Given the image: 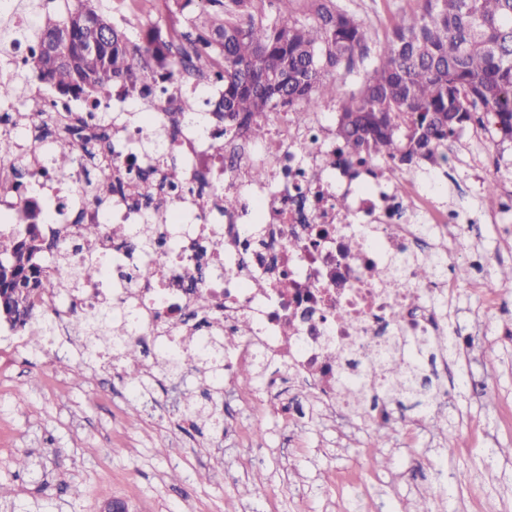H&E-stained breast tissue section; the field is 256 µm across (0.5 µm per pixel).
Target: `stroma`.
Listing matches in <instances>:
<instances>
[{
	"mask_svg": "<svg viewBox=\"0 0 512 512\" xmlns=\"http://www.w3.org/2000/svg\"><path fill=\"white\" fill-rule=\"evenodd\" d=\"M384 41L394 14L416 0H350ZM483 269L469 256L464 291L447 317L448 334L469 345L447 366L425 361L440 386L436 404L392 408L377 440L375 424L327 415L301 387L281 382V400L300 412L273 409L256 417L241 407L257 386L224 390L223 423L179 416L199 397L200 375L153 386L156 408L143 412L111 356L95 357L74 378L66 363L10 353L0 370V512H102L112 501L130 512H512V427L498 420L512 407V302L485 313L492 292H512L500 268L512 266V235L487 224L475 241ZM29 455L32 466L14 461ZM466 471L467 481L456 479ZM263 473V483L252 480Z\"/></svg>",
	"mask_w": 512,
	"mask_h": 512,
	"instance_id": "stroma-1",
	"label": "stroma"
}]
</instances>
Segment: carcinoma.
I'll return each instance as SVG.
<instances>
[{
	"instance_id": "obj_1",
	"label": "carcinoma",
	"mask_w": 512,
	"mask_h": 512,
	"mask_svg": "<svg viewBox=\"0 0 512 512\" xmlns=\"http://www.w3.org/2000/svg\"><path fill=\"white\" fill-rule=\"evenodd\" d=\"M0 12L1 50L13 39L34 44L21 68L0 77V105L12 103L34 72L59 95L63 105L81 101L76 112H40L37 138L53 136L59 126L70 135L51 145L54 167L65 171L80 148L105 144L112 113L98 108L116 95L140 101L168 83L180 82L187 67L220 86L219 97L203 100L210 124L225 135L237 127L253 141L270 138L262 114L299 107L294 118L329 101L338 102L336 140L359 163L385 162L400 170L447 162L448 138L476 120L489 122L512 141V0H419L418 9L394 17L386 40L371 46L367 26L340 0H167L178 26L134 24L116 16L112 0H9ZM350 76L360 78L352 92ZM132 178L140 197L149 200L156 182L147 170ZM186 168L164 164L170 189L188 180ZM126 191L112 166L94 169L88 202L102 205ZM112 235L129 240L138 254L150 256L160 245L144 226L127 225ZM59 252L55 274L43 275L47 252ZM101 260L82 245L44 243L36 225L0 239V322L25 328L34 317L33 299L52 281L73 284L98 274ZM439 260L417 265L416 275L433 280L444 273ZM72 325L87 336L109 329L113 359L126 385L137 394L146 372L141 350L127 321L110 308L74 313ZM242 321L208 347L185 344L177 356L159 352L153 370L173 375L204 370L208 388L224 387V365L217 352L234 350L251 335ZM403 353L383 355L373 347L367 361L380 369L382 389L412 398L425 407L434 397L417 389V371L428 342L403 339Z\"/></svg>"
}]
</instances>
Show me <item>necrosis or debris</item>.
<instances>
[{
    "instance_id": "4bbe7bcc",
    "label": "necrosis or debris",
    "mask_w": 512,
    "mask_h": 512,
    "mask_svg": "<svg viewBox=\"0 0 512 512\" xmlns=\"http://www.w3.org/2000/svg\"><path fill=\"white\" fill-rule=\"evenodd\" d=\"M273 130L275 151L248 143L217 160L207 123L197 113L184 116L177 151L190 172L208 175V192L200 198L164 191L155 229L166 234L172 218L189 215L196 222L188 236L147 260L102 236L92 250L106 276L48 289L37 297V308L51 311L66 331L72 309L127 302L139 337L162 335L176 345L188 333L195 295H215L224 328L246 316L256 321L253 335L224 359L225 388H234L239 365L262 356L319 395L329 412L346 409L340 381L358 372L367 348L388 349L393 336L442 340V305L459 287L445 277L418 280L413 267L422 257L444 261L470 249V234L458 227L460 210L437 204L409 175L386 164L351 178L321 118L299 126L281 117ZM142 138L128 131L113 136L106 159L116 175L127 177L133 163L154 165L138 148ZM47 152L44 143L21 134L18 158L33 172L25 182L10 178L9 162L0 163L1 236L21 229L31 205L42 214L43 233L69 243L85 224L139 221L145 208L135 196L113 198L103 209L85 206L87 163L57 172L47 167ZM485 156L480 136L449 140V160L472 178L459 186V197L485 180ZM257 166L268 170L267 181H252ZM229 192L244 193L259 213L262 238H245L242 210L224 211ZM340 198L347 210L337 208ZM385 267L394 268L391 279L377 277ZM334 349L340 357L332 364Z\"/></svg>"
}]
</instances>
